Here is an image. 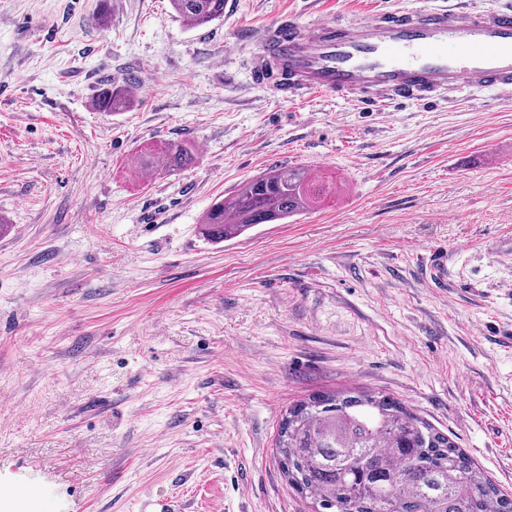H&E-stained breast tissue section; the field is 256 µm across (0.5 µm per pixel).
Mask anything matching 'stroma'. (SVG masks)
<instances>
[{"instance_id": "stroma-1", "label": "stroma", "mask_w": 512, "mask_h": 512, "mask_svg": "<svg viewBox=\"0 0 512 512\" xmlns=\"http://www.w3.org/2000/svg\"><path fill=\"white\" fill-rule=\"evenodd\" d=\"M0 0V501L15 512H310L287 404L393 396L512 493V99L284 103L239 30L512 0ZM134 77L119 114L93 103ZM191 145L145 177L137 152ZM274 165L334 198L221 243L202 213ZM448 249L437 284L419 258ZM225 0H170L172 9L189 28H205L224 18ZM190 160L191 152L185 145L175 141H160L146 152L133 157L131 162L139 171L166 176L184 168Z\"/></svg>"}]
</instances>
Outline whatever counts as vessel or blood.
I'll list each match as a JSON object with an SVG mask.
<instances>
[{
    "label": "vessel or blood",
    "mask_w": 512,
    "mask_h": 512,
    "mask_svg": "<svg viewBox=\"0 0 512 512\" xmlns=\"http://www.w3.org/2000/svg\"><path fill=\"white\" fill-rule=\"evenodd\" d=\"M253 80L285 102L307 95L364 110L430 103L452 93L512 94V8H416L307 24L284 15L239 38Z\"/></svg>",
    "instance_id": "vessel-or-blood-1"
}]
</instances>
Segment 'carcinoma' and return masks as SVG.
Segmentation results:
<instances>
[{"label": "carcinoma", "instance_id": "1", "mask_svg": "<svg viewBox=\"0 0 512 512\" xmlns=\"http://www.w3.org/2000/svg\"><path fill=\"white\" fill-rule=\"evenodd\" d=\"M225 0H170L191 29L224 18ZM135 83L113 82L95 100L101 112H123ZM191 152L161 141L132 163L166 176ZM335 193L333 182L304 167L274 165L213 203L200 222L211 242L236 238L259 224L301 214ZM275 446L289 485L312 499L313 512H512L508 494L447 435L401 401L356 390L312 395L288 406Z\"/></svg>", "mask_w": 512, "mask_h": 512}]
</instances>
